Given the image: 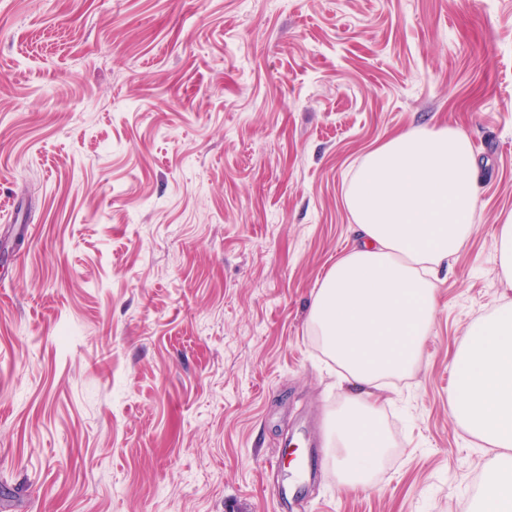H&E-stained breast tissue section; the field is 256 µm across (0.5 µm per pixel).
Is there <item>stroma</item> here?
<instances>
[{
  "mask_svg": "<svg viewBox=\"0 0 512 512\" xmlns=\"http://www.w3.org/2000/svg\"><path fill=\"white\" fill-rule=\"evenodd\" d=\"M436 125L475 232L343 490L309 308L364 154ZM511 213L512 0H0V512H466L453 357Z\"/></svg>",
  "mask_w": 512,
  "mask_h": 512,
  "instance_id": "1",
  "label": "stroma"
}]
</instances>
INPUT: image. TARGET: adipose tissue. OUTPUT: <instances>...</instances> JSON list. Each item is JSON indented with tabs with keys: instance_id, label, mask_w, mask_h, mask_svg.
I'll return each mask as SVG.
<instances>
[{
	"instance_id": "1",
	"label": "adipose tissue",
	"mask_w": 512,
	"mask_h": 512,
	"mask_svg": "<svg viewBox=\"0 0 512 512\" xmlns=\"http://www.w3.org/2000/svg\"><path fill=\"white\" fill-rule=\"evenodd\" d=\"M479 168L469 135L409 129L372 147L344 202L352 246L330 266L309 321L354 392L327 421L340 486L370 482L391 446L371 391L408 375L437 309L436 283L471 238ZM453 416L493 447L472 512H512V300L476 321L453 360Z\"/></svg>"
}]
</instances>
